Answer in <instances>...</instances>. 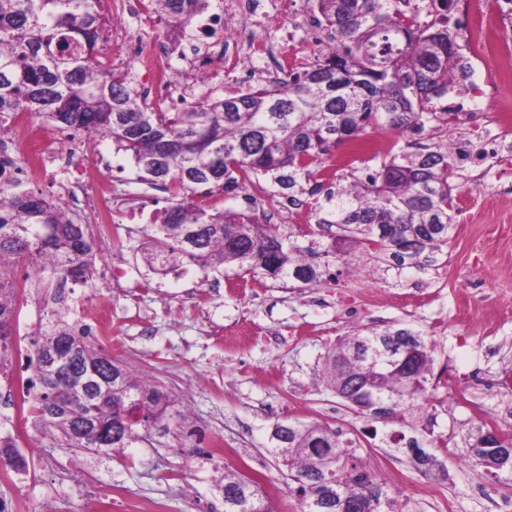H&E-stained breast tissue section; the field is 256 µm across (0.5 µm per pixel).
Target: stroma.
<instances>
[{
  "mask_svg": "<svg viewBox=\"0 0 512 512\" xmlns=\"http://www.w3.org/2000/svg\"><path fill=\"white\" fill-rule=\"evenodd\" d=\"M82 139L90 154L111 159L113 190L141 217L105 243L92 282L75 284L72 301L105 299L126 342L120 359L175 398L186 420L166 435L139 429L137 439L119 452H80L55 433L28 429L19 444L25 485L0 482V497L23 492L30 512L45 506L97 512V493L113 486L136 501L164 502L166 512H215L213 471L194 442L195 436L212 434L237 451L225 460L226 468L274 488L268 498L273 512H299L287 472L270 451L275 423L289 419H318L361 434L367 468L399 488L405 512H489L487 489L512 495V474L494 476L466 461L465 440L481 422L463 405L476 399L492 414L512 399V197L493 196L490 186L469 185L456 173L454 208L474 219L456 227L430 268L419 270L379 260L365 243L334 249L313 203L279 215L276 196L261 193L260 218L276 215L274 231L316 267L318 282L305 286L229 266L209 288L196 264L161 274L146 265L149 218L170 205V192L141 183L112 138L86 132ZM116 265L128 271L119 290L111 282ZM474 267L497 304L469 305L466 282ZM14 274L25 280L29 295L11 374L27 377L33 343L55 318L41 297L58 280L47 271L31 275L24 262ZM348 294L362 310L354 319L340 309ZM388 326L419 332L434 347L430 402L407 425L355 414L322 381L324 355L337 339ZM469 371L480 378L481 389L465 381L448 386L449 374ZM401 434L434 455L436 466L418 464L410 449L397 448Z\"/></svg>",
  "mask_w": 512,
  "mask_h": 512,
  "instance_id": "stroma-1",
  "label": "stroma"
}]
</instances>
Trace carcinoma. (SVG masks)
Segmentation results:
<instances>
[{"label": "carcinoma", "mask_w": 512, "mask_h": 512, "mask_svg": "<svg viewBox=\"0 0 512 512\" xmlns=\"http://www.w3.org/2000/svg\"><path fill=\"white\" fill-rule=\"evenodd\" d=\"M336 47L315 64L247 93L208 96L182 112L147 103L129 75L114 76L93 56L103 24L100 0H0V121L27 112L62 131L110 136L131 158L138 180L172 192V204L150 225L147 265L161 270L189 259L205 271L236 264L253 273L305 285L318 273L285 245L255 210L209 212L193 202L218 190L231 198L263 177L295 200L324 194L317 223L336 227V239L356 238L418 269L421 255L448 244L454 211L455 166L448 151L390 150L376 165L362 159L346 185L311 182L326 156L370 127L404 134L448 123L437 102L463 91L471 66L450 26L456 0H435L439 21L423 25L403 15L407 0H314ZM168 23L190 17L200 0H153ZM313 183L310 190L303 184ZM100 246L85 224L23 188L0 168V376L8 377L13 347L12 275L25 259L61 281L93 278ZM28 356L30 413L71 447L123 448L141 426L169 429L168 395L133 376L120 359L58 319L33 342ZM416 350L408 368L394 358ZM433 349L407 328L346 336L325 355L323 381L355 413L405 420L415 402L429 401L426 374ZM478 431L468 457L487 470L512 471V456L487 447ZM271 452L288 471L301 512H405L396 493L370 471L362 440L329 423L276 424ZM0 463L25 467L17 440L0 435ZM217 490L224 512H272L259 483L223 471Z\"/></svg>", "instance_id": "cac0c4a2"}]
</instances>
